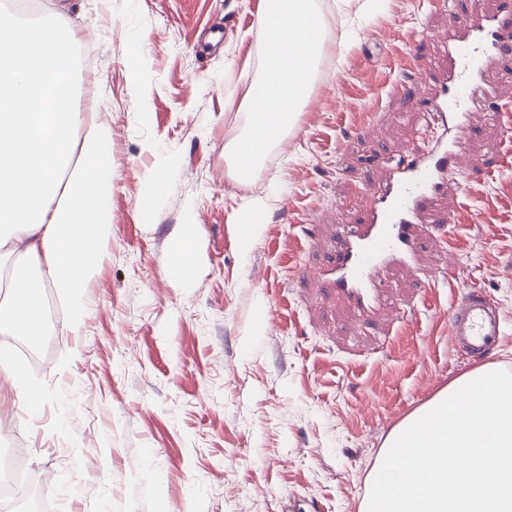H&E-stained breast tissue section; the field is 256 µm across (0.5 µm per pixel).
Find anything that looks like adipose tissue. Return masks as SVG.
I'll use <instances>...</instances> for the list:
<instances>
[{"mask_svg": "<svg viewBox=\"0 0 512 512\" xmlns=\"http://www.w3.org/2000/svg\"><path fill=\"white\" fill-rule=\"evenodd\" d=\"M258 24L263 73L249 91L245 132L230 163L240 182L292 126L327 40L317 0H266ZM68 47L57 24L22 22L0 10V253L18 263L0 302V381L30 415L40 397L9 339L35 343L45 336L48 287L69 314L67 328L80 327L112 229V169L103 163L111 132L55 93ZM269 215L263 201L239 211L241 252L251 251ZM172 252L173 282L191 287L198 255L194 224L181 225Z\"/></svg>", "mask_w": 512, "mask_h": 512, "instance_id": "adipose-tissue-1", "label": "adipose tissue"}]
</instances>
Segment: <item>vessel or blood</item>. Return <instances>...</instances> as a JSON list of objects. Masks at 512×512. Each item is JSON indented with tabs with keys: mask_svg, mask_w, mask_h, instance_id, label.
<instances>
[{
	"mask_svg": "<svg viewBox=\"0 0 512 512\" xmlns=\"http://www.w3.org/2000/svg\"><path fill=\"white\" fill-rule=\"evenodd\" d=\"M511 36L512 6L502 5L496 13L475 7L452 16L443 74L422 116L423 128L434 130L436 140L430 147L412 146L392 165L388 178L371 194L367 222L350 229L336 266V286L350 297L360 298L362 289L375 287L379 270L389 261L412 255V230L421 224V205L447 185L452 165L466 163L465 134L476 108L491 97L484 72ZM449 322L469 354L489 352L500 336L496 303L472 288Z\"/></svg>",
	"mask_w": 512,
	"mask_h": 512,
	"instance_id": "1",
	"label": "vessel or blood"
}]
</instances>
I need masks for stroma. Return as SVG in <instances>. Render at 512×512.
Wrapping results in <instances>:
<instances>
[{
	"mask_svg": "<svg viewBox=\"0 0 512 512\" xmlns=\"http://www.w3.org/2000/svg\"><path fill=\"white\" fill-rule=\"evenodd\" d=\"M471 0H320L329 40L296 123L247 182L229 148L262 76L255 0H42L71 23V90L110 127L112 237L82 325L42 341L28 374L39 415L0 390V445L26 442L23 472L54 512H361L390 431L472 369L512 371V50L489 78L473 162L430 207L416 269L387 264L371 306L326 279L370 192L418 139L440 65L433 43ZM406 81L404 95L389 93ZM168 175L163 199L145 177ZM353 194L350 207L339 206ZM267 199L248 254L236 213ZM198 233L192 287L170 278L171 238ZM500 309L498 349L463 353L448 314L467 288ZM264 319L262 335L251 333Z\"/></svg>",
	"mask_w": 512,
	"mask_h": 512,
	"instance_id": "obj_1",
	"label": "stroma"
}]
</instances>
